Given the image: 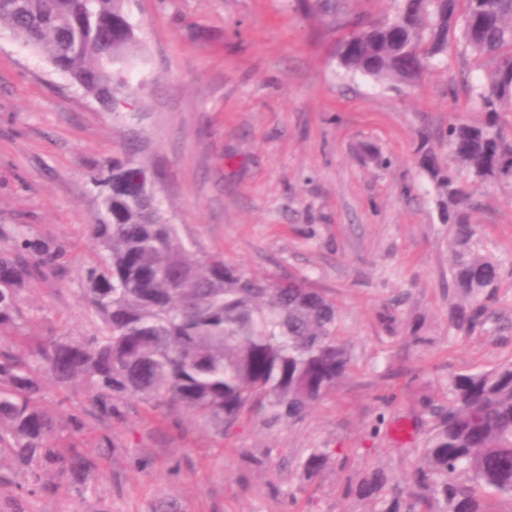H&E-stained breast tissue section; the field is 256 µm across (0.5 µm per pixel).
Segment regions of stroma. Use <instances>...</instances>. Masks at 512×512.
<instances>
[{
    "mask_svg": "<svg viewBox=\"0 0 512 512\" xmlns=\"http://www.w3.org/2000/svg\"><path fill=\"white\" fill-rule=\"evenodd\" d=\"M393 0H134L135 92L121 118L104 111L42 55L0 30V225L69 244L62 282L24 293L35 336H90L81 301L88 233L99 201L90 170L127 130L163 172L160 196L183 237L256 277L304 276L335 300L354 370L336 395L295 425L250 418L216 434L188 414L129 412L110 427L87 420L79 439L109 432L92 492L27 495L0 487V512H366L347 492L360 469L402 478L396 424H421L423 400L442 402L456 373L512 359V189L478 187L471 221L503 263L498 330L448 326L450 228L416 164L451 118L483 115L469 93L480 73L458 53L413 85L347 72L337 43L354 21L384 19ZM378 150L377 166L363 157ZM395 310L396 323L382 320ZM343 454L300 482L307 449Z\"/></svg>",
    "mask_w": 512,
    "mask_h": 512,
    "instance_id": "obj_1",
    "label": "stroma"
}]
</instances>
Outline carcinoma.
Returning a JSON list of instances; mask_svg holds the SVG:
<instances>
[{
	"mask_svg": "<svg viewBox=\"0 0 512 512\" xmlns=\"http://www.w3.org/2000/svg\"><path fill=\"white\" fill-rule=\"evenodd\" d=\"M127 0H0V27L69 75L104 108L133 99L127 73L137 46ZM469 55L485 81L470 86L483 120L448 123L441 161L422 141L418 166L451 226L448 323L469 336L497 329L493 310L503 265L480 250L471 186L512 187V0H397L392 17L356 26L338 45L348 70L412 85L451 48ZM123 136L90 181L99 212L88 226L98 251L87 263L81 299L98 320L92 336H26L23 292L68 275L70 246L35 238L24 224L0 225V458H10L31 494L41 474L80 496L99 456L70 441L84 417L102 425L126 411L189 413L222 435L243 419L296 423L335 395L354 367L339 336L336 302L307 278L245 275L219 253L202 254L162 209L157 168L135 158ZM81 383L89 406L68 424L42 404L47 386ZM427 429L402 452V481L380 468L349 479L371 512H512V361L456 373L446 402H423ZM337 455L312 448L300 461L311 482Z\"/></svg>",
	"mask_w": 512,
	"mask_h": 512,
	"instance_id": "cac0c4a2",
	"label": "carcinoma"
}]
</instances>
